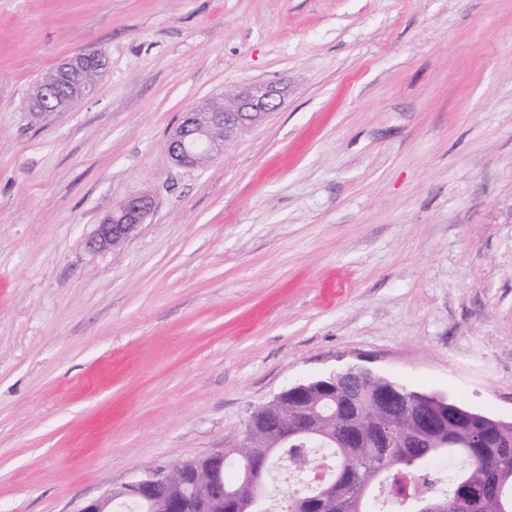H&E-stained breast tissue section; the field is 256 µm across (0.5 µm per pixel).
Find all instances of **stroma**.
I'll return each mask as SVG.
<instances>
[{
	"label": "stroma",
	"instance_id": "stroma-1",
	"mask_svg": "<svg viewBox=\"0 0 512 512\" xmlns=\"http://www.w3.org/2000/svg\"><path fill=\"white\" fill-rule=\"evenodd\" d=\"M91 49L96 92L34 118ZM243 82L281 107L176 165ZM352 366L512 420V0H0V512H78ZM97 56L96 50H90L83 53L76 54L70 58L65 59L64 62H62L56 69L61 70L62 72L71 75L76 76L79 74L80 78L83 74L85 68L87 65L92 61V59ZM56 69L50 73L48 76H46L42 82L38 84L36 87V90L34 91L32 97H31V110L33 112H37V116L45 115V117L55 115L56 112H43L45 108H47V103L42 100V98L39 95V87L43 82L53 80L58 77V73L56 72ZM48 113L50 115H48ZM281 96L282 91L275 85L249 82L227 99L222 95L210 101L202 112L183 113L169 137L170 158L184 167L205 165L224 153L235 134L252 128L275 111ZM222 129L224 137L217 135ZM154 205V198L149 195L129 196L97 224L88 246L98 251L117 246L145 222Z\"/></svg>",
	"mask_w": 512,
	"mask_h": 512
}]
</instances>
